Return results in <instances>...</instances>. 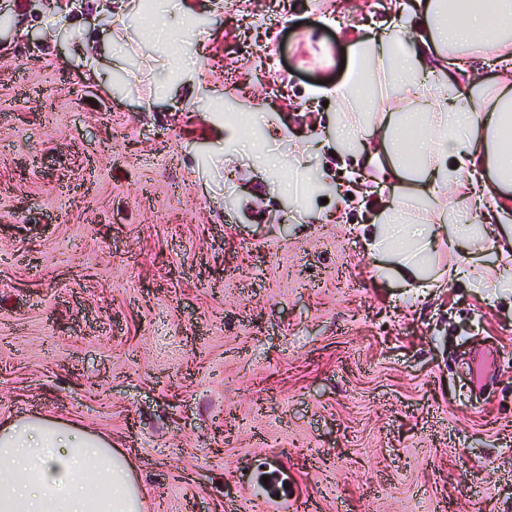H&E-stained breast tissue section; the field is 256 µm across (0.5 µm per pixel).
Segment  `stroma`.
<instances>
[{"mask_svg": "<svg viewBox=\"0 0 512 512\" xmlns=\"http://www.w3.org/2000/svg\"><path fill=\"white\" fill-rule=\"evenodd\" d=\"M77 2L0 0V420L110 436L147 512H267L271 465L311 512H512V286L377 277L311 95L392 12Z\"/></svg>", "mask_w": 512, "mask_h": 512, "instance_id": "35a3bbf8", "label": "stroma"}]
</instances>
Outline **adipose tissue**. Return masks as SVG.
<instances>
[{
	"instance_id": "adipose-tissue-1",
	"label": "adipose tissue",
	"mask_w": 512,
	"mask_h": 512,
	"mask_svg": "<svg viewBox=\"0 0 512 512\" xmlns=\"http://www.w3.org/2000/svg\"><path fill=\"white\" fill-rule=\"evenodd\" d=\"M400 19L349 45L347 78L329 88L343 112L337 138L364 152L389 183V198L365 235L377 276L409 288H440L474 279L476 262L427 266L457 251L473 225L512 218V0H399ZM416 22L407 43L402 17ZM494 43L499 67L492 88L460 83L455 53ZM391 72L403 99L424 104L414 125L404 114H364L363 91ZM466 185L458 218L413 222L421 199L447 198ZM142 489L126 456L106 438L49 417H19L0 425V512H144Z\"/></svg>"
}]
</instances>
